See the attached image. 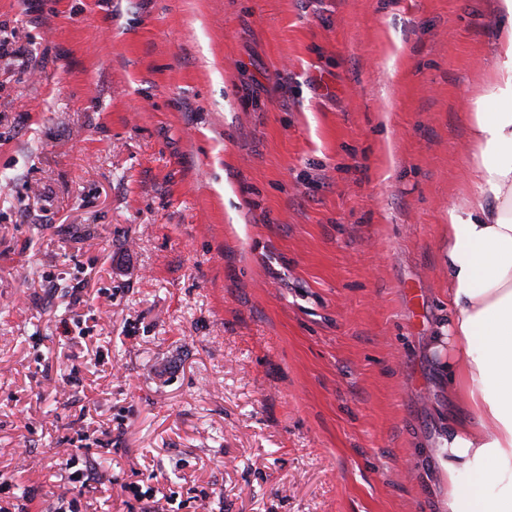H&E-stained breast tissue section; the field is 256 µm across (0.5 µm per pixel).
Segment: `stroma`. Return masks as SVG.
Here are the masks:
<instances>
[{
	"label": "stroma",
	"instance_id": "obj_1",
	"mask_svg": "<svg viewBox=\"0 0 512 512\" xmlns=\"http://www.w3.org/2000/svg\"><path fill=\"white\" fill-rule=\"evenodd\" d=\"M493 0H0V505L448 512V208ZM69 483L72 485V491H76V495L68 498L67 495H62L58 498L54 512H77V503L80 497L86 493L99 491L107 492L101 482H95L90 475L87 465L84 468H78L69 473Z\"/></svg>",
	"mask_w": 512,
	"mask_h": 512
}]
</instances>
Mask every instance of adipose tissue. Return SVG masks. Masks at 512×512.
I'll return each instance as SVG.
<instances>
[{
	"instance_id": "1",
	"label": "adipose tissue",
	"mask_w": 512,
	"mask_h": 512,
	"mask_svg": "<svg viewBox=\"0 0 512 512\" xmlns=\"http://www.w3.org/2000/svg\"><path fill=\"white\" fill-rule=\"evenodd\" d=\"M494 66L470 115L474 186L448 212V381L460 414L441 450L448 512H512V0L493 11Z\"/></svg>"
}]
</instances>
